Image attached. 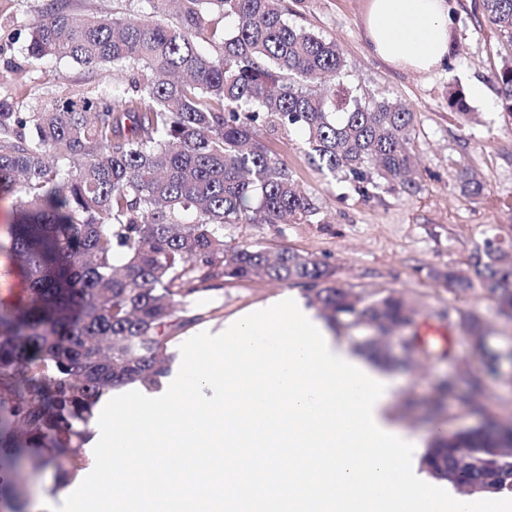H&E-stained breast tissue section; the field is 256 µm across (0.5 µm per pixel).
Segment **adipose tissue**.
Returning a JSON list of instances; mask_svg holds the SVG:
<instances>
[{"instance_id":"ef3b65f1","label":"adipose tissue","mask_w":512,"mask_h":512,"mask_svg":"<svg viewBox=\"0 0 512 512\" xmlns=\"http://www.w3.org/2000/svg\"><path fill=\"white\" fill-rule=\"evenodd\" d=\"M364 32L375 57L405 70L432 71L453 47L448 0H370Z\"/></svg>"}]
</instances>
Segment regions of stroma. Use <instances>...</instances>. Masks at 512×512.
I'll use <instances>...</instances> for the list:
<instances>
[{
	"label": "stroma",
	"mask_w": 512,
	"mask_h": 512,
	"mask_svg": "<svg viewBox=\"0 0 512 512\" xmlns=\"http://www.w3.org/2000/svg\"><path fill=\"white\" fill-rule=\"evenodd\" d=\"M454 16L455 48L447 65L432 73L402 70L371 55L363 39L368 0H283L288 18L339 45L345 68L343 85L363 103L382 98L406 104L415 114L409 141L417 165L418 188L406 192L378 180L368 195L340 175L318 170L306 155L301 131L279 128L265 133L268 147L291 169L298 187L319 207V220L288 224H231L224 228L228 244H258L289 249L331 263L336 282L367 292L397 289L421 310L420 326L440 330L433 356L419 370L390 369L393 410L404 429L430 441L434 431L457 432L488 418L512 421V320L497 313L494 301L474 290L459 295L435 282L430 273L450 266L468 270L472 251L486 236L512 239V115L505 112L495 82L503 65L512 63V41L493 25L484 0H449ZM46 0H0V98L20 112L78 88L101 83L99 71L69 60L38 61L25 47L31 27ZM483 86L476 96L474 86ZM462 90L469 106L457 114L450 105ZM485 184L480 197L464 198L462 174ZM300 286L266 280L226 284L215 296L209 329L226 318ZM447 310L451 319L440 318ZM479 314L491 325L490 353L501 355L500 379L489 381L484 414L472 413L457 398L435 407V386L441 378L477 368L468 342L454 322ZM77 472L61 483L54 467H24L22 478L30 500L40 494L59 497L84 479Z\"/></svg>",
	"instance_id": "stroma-1"
}]
</instances>
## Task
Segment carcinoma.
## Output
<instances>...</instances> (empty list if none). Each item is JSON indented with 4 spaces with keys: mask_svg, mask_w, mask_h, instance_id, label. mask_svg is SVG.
Listing matches in <instances>:
<instances>
[{
    "mask_svg": "<svg viewBox=\"0 0 512 512\" xmlns=\"http://www.w3.org/2000/svg\"><path fill=\"white\" fill-rule=\"evenodd\" d=\"M138 19L78 15L48 0L27 53L106 69L91 95L76 90L17 112L0 98V200L16 199L0 252L28 282L27 299L0 306V475L25 456L68 479L85 466L93 408L128 383L154 389L169 348L207 319L208 299L230 282L268 280L304 287L328 327L379 365L430 358L411 332L420 310L393 289L334 285L336 268L295 251L230 245L224 226L311 221L303 193L261 131L304 132L318 170L341 173L367 192L377 175L417 189L408 152L414 112L387 99L363 104L340 81L343 55L288 21L281 0H146ZM488 19L512 41V0H484ZM236 22L226 33L224 21ZM208 36L212 50L198 39ZM512 116V64L496 76ZM474 277L453 268L432 278L459 291L478 280L512 319V245L487 237L469 258ZM480 369L443 381L484 412L486 351L479 317L459 323ZM430 474L457 494H512V427L436 436L424 453ZM24 492L0 483L8 512Z\"/></svg>",
    "mask_w": 512,
    "mask_h": 512,
    "instance_id": "obj_1",
    "label": "carcinoma"
}]
</instances>
